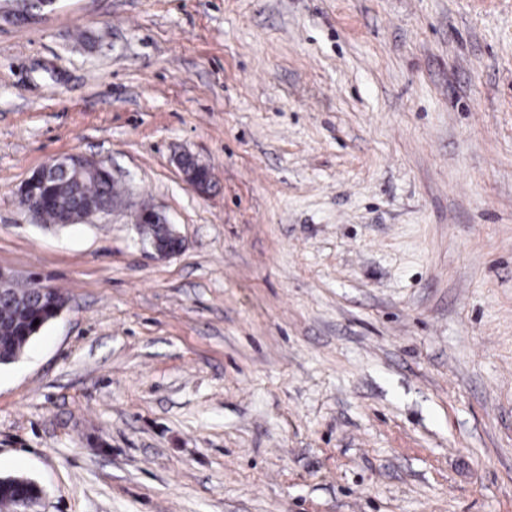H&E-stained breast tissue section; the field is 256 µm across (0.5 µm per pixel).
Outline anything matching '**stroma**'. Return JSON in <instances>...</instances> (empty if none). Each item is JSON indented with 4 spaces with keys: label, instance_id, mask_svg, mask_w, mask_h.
Returning a JSON list of instances; mask_svg holds the SVG:
<instances>
[{
    "label": "stroma",
    "instance_id": "obj_1",
    "mask_svg": "<svg viewBox=\"0 0 512 512\" xmlns=\"http://www.w3.org/2000/svg\"><path fill=\"white\" fill-rule=\"evenodd\" d=\"M71 154L125 204L35 222L21 184ZM0 269L66 301L0 365L35 512H512V0L1 23ZM181 167L189 186L198 193H206L213 179L210 169L190 158L182 160ZM135 224H141L142 235L146 240L158 237L163 231V224L171 227L164 217L152 207L141 206L135 214ZM144 245L152 250L154 256L158 258H168L181 251L183 240L177 231H173L170 237L165 236L163 239L154 238Z\"/></svg>",
    "mask_w": 512,
    "mask_h": 512
}]
</instances>
